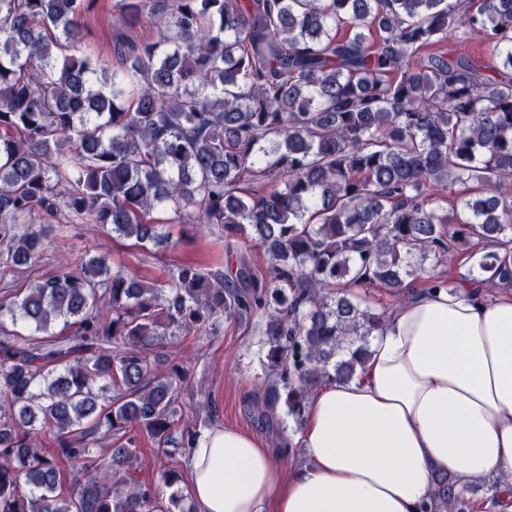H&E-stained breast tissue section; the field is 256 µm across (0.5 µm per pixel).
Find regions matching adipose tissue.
Segmentation results:
<instances>
[{
  "instance_id": "ef3b65f1",
  "label": "adipose tissue",
  "mask_w": 512,
  "mask_h": 512,
  "mask_svg": "<svg viewBox=\"0 0 512 512\" xmlns=\"http://www.w3.org/2000/svg\"><path fill=\"white\" fill-rule=\"evenodd\" d=\"M305 460L217 425L190 451L197 512H419L435 472L498 478L512 512V292L412 294L372 336L359 376L326 382L298 434Z\"/></svg>"
}]
</instances>
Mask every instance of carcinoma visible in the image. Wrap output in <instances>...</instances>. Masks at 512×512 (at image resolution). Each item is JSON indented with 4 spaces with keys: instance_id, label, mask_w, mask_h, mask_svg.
Here are the masks:
<instances>
[{
    "instance_id": "1",
    "label": "carcinoma",
    "mask_w": 512,
    "mask_h": 512,
    "mask_svg": "<svg viewBox=\"0 0 512 512\" xmlns=\"http://www.w3.org/2000/svg\"><path fill=\"white\" fill-rule=\"evenodd\" d=\"M84 2L0 0L5 266L39 263L66 224L143 248L216 224L268 268L179 264L149 284L86 256L1 300L0 512H194L160 497L179 472L140 477L138 433L197 437L176 432L185 371L152 367L163 337L265 316V401L299 427L313 387L363 366L385 323L373 290H452L435 269L462 251L479 291L512 288V0H121L156 36L119 44L110 74L81 53ZM460 33L492 63L437 48ZM456 184L475 195L438 214ZM422 512L469 500L438 471Z\"/></svg>"
}]
</instances>
